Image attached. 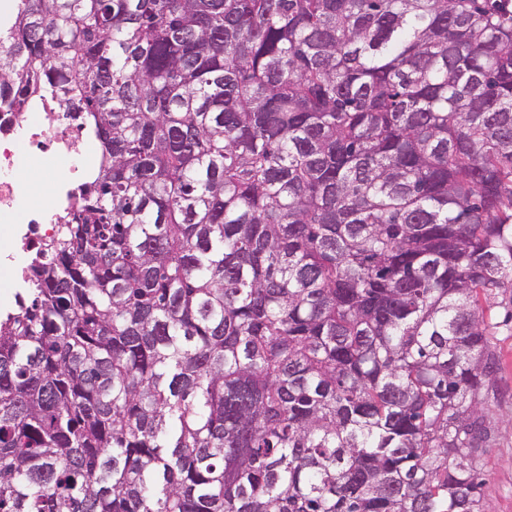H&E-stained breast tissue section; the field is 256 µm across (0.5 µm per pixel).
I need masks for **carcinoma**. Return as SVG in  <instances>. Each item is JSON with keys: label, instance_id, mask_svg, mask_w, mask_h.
<instances>
[{"label": "carcinoma", "instance_id": "carcinoma-1", "mask_svg": "<svg viewBox=\"0 0 512 512\" xmlns=\"http://www.w3.org/2000/svg\"><path fill=\"white\" fill-rule=\"evenodd\" d=\"M99 145L0 317V512H480L512 0H20Z\"/></svg>", "mask_w": 512, "mask_h": 512}]
</instances>
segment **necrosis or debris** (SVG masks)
<instances>
[{
	"instance_id": "4bbe7bcc",
	"label": "necrosis or debris",
	"mask_w": 512,
	"mask_h": 512,
	"mask_svg": "<svg viewBox=\"0 0 512 512\" xmlns=\"http://www.w3.org/2000/svg\"><path fill=\"white\" fill-rule=\"evenodd\" d=\"M85 138L81 113L59 112L39 99L13 107L0 103V221L12 226L10 251L0 261L7 290L24 287L27 258L76 211L77 186L92 170L79 150ZM39 159L48 168L43 197L24 176Z\"/></svg>"
}]
</instances>
